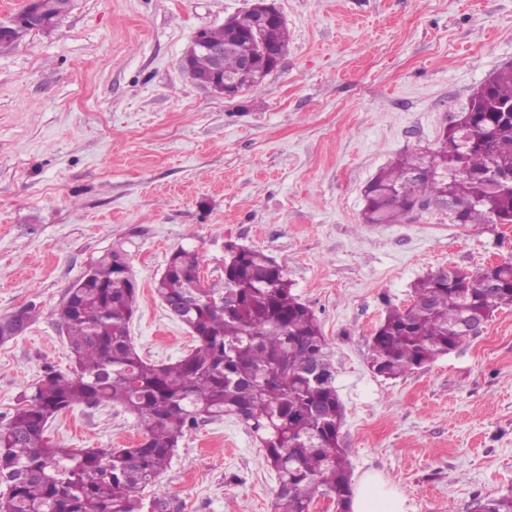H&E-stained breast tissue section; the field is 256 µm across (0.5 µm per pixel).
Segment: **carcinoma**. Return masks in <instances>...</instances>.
<instances>
[{"label":"carcinoma","instance_id":"1","mask_svg":"<svg viewBox=\"0 0 512 512\" xmlns=\"http://www.w3.org/2000/svg\"><path fill=\"white\" fill-rule=\"evenodd\" d=\"M73 0H40L38 13L54 28ZM21 23L0 32V52L37 29L28 7ZM254 11L205 30L224 44V72H235L244 54L262 56L271 44L288 49V28L277 22L259 36ZM208 56L191 57L194 80L210 71ZM466 112L445 131L433 157L411 154L380 170L365 190L366 224H395L430 201L456 206L460 224H495L512 217V183L495 184L491 168L512 171V65L494 72ZM467 172H458L459 165ZM155 292L186 325L195 346L181 359L151 363L130 336L138 284L127 253L111 249L92 275L67 290L58 309L72 367L48 368L0 426V512H169L170 502L142 491L166 471L188 427L197 420L234 415L259 439L276 472L273 512H311L333 497L349 512L350 471L339 433L344 407L335 369L314 313L292 293L283 268L248 249L219 282H204L199 253L180 247ZM503 306L512 307V262L489 274L440 271L417 280L410 302L387 311L369 346L372 368L399 378L444 356L461 343L459 330L475 329ZM35 306L0 317V342L15 321L31 324ZM120 404L135 415L143 439L130 448H54L48 424L77 405ZM475 512H512V495L479 501Z\"/></svg>","mask_w":512,"mask_h":512}]
</instances>
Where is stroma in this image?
<instances>
[{"label": "stroma", "mask_w": 512, "mask_h": 512, "mask_svg": "<svg viewBox=\"0 0 512 512\" xmlns=\"http://www.w3.org/2000/svg\"><path fill=\"white\" fill-rule=\"evenodd\" d=\"M252 0H74L51 33L0 54V316L36 305L0 344V425L46 367L71 365L57 311L106 250L138 282L130 334L143 359L194 339L154 292L178 247L206 281L224 244L284 269L329 344L352 480L379 473L407 512H474L512 493V308L454 351L396 379L369 345L412 285L512 259V224H459L446 208L365 224L364 189L392 159L439 146L495 70L512 65V0H276L288 50L227 98L183 58L195 34ZM58 448H123L141 434L118 405L50 422ZM274 470L233 416L190 427L156 488L178 512H272Z\"/></svg>", "instance_id": "stroma-1"}]
</instances>
